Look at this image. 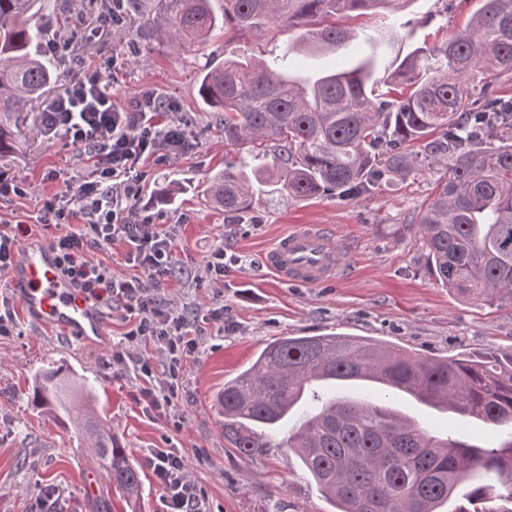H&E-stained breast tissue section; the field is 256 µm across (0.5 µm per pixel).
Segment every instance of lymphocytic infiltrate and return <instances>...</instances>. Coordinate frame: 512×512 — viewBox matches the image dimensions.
Listing matches in <instances>:
<instances>
[{
  "label": "lymphocytic infiltrate",
  "instance_id": "lymphocytic-infiltrate-1",
  "mask_svg": "<svg viewBox=\"0 0 512 512\" xmlns=\"http://www.w3.org/2000/svg\"><path fill=\"white\" fill-rule=\"evenodd\" d=\"M164 108V101L150 91L114 106L98 69L80 67L65 95L44 112L42 123L46 133L64 136L91 153L95 163L77 188L46 200L39 217L71 286L96 308L120 313L129 322L112 363L133 367L143 376L141 401L146 411L161 413L171 404L183 360L199 344L182 308L162 295L174 265L173 238L143 218L138 205L143 174L137 164L177 157L191 147L179 123L156 122V113ZM116 245L126 246V258L138 268V276H114L104 255ZM144 340L157 344L167 364L163 376L155 375L151 358L138 353ZM148 464L162 492L163 512H208L204 495L186 474L180 449H151Z\"/></svg>",
  "mask_w": 512,
  "mask_h": 512
}]
</instances>
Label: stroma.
I'll use <instances>...</instances> for the list:
<instances>
[{
  "label": "stroma",
  "mask_w": 512,
  "mask_h": 512,
  "mask_svg": "<svg viewBox=\"0 0 512 512\" xmlns=\"http://www.w3.org/2000/svg\"><path fill=\"white\" fill-rule=\"evenodd\" d=\"M480 6V0H411L403 18L413 41L432 43L462 28ZM97 9L93 0H61L46 20L50 30L71 36L75 62L59 66L52 90L22 114L10 149L0 153V169L31 187L28 198L0 205V220L34 224L44 200L77 187L94 163L65 138L47 135L41 122L76 77L78 62L99 68L115 105L144 90L156 92L175 105L174 113H159L158 122L181 121L194 146L175 159L140 162L147 173L140 208L174 238L181 271L167 281L166 296L185 306L201 340L184 361L173 409L159 417L135 402L143 378L106 364L128 329L119 315L107 317L101 338L81 342L15 309L16 330L0 336V512H34L47 485L60 491L68 512H161V491L147 463L153 448L182 451L210 512H335L288 449L247 456L225 440L215 406L225 381L281 336H369L422 356L512 350V308L463 300L424 273L419 236L408 223L428 197L430 180L350 202L327 196L296 200L272 187L240 224L225 222L223 211L210 206L204 194L208 178L225 162L236 161L237 153L224 142L223 119L198 96L199 74L222 63L228 50L265 59L284 53L294 70L338 68L357 53L358 41L310 57L289 51L295 35L278 27L228 41L219 36L206 46L175 53L146 40L132 16L114 30L78 25L80 16L96 15ZM52 172L57 175L53 181L48 178ZM174 182L183 193L169 202L156 201L157 191ZM306 224L328 225L340 238L347 262L340 280L317 288L292 286L264 267L263 254L275 239ZM219 243L225 252L224 278L214 282L205 264ZM217 307L224 310L220 323L209 316ZM56 370L92 386L100 418L142 472L138 506L120 497L97 471L88 441L72 423L37 402L38 381ZM346 393L392 405L431 433L472 441L488 434L484 423L372 386L352 385Z\"/></svg>",
  "instance_id": "35a3bbf8"
}]
</instances>
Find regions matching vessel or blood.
<instances>
[{"instance_id": "1", "label": "vessel or blood", "mask_w": 512, "mask_h": 512, "mask_svg": "<svg viewBox=\"0 0 512 512\" xmlns=\"http://www.w3.org/2000/svg\"><path fill=\"white\" fill-rule=\"evenodd\" d=\"M264 262L280 279L299 286L332 282L343 269L338 241L316 224L280 236ZM10 286L26 315L38 322L59 327L82 341L101 335L102 315L84 295L65 286L47 244L37 240L24 246L10 275Z\"/></svg>"}]
</instances>
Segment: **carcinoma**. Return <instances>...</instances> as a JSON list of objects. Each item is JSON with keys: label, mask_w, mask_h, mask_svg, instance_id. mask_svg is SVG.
Returning <instances> with one entry per match:
<instances>
[{"label": "carcinoma", "mask_w": 512, "mask_h": 512, "mask_svg": "<svg viewBox=\"0 0 512 512\" xmlns=\"http://www.w3.org/2000/svg\"><path fill=\"white\" fill-rule=\"evenodd\" d=\"M0 0V152L28 105L53 81L42 59L48 28L26 14L34 2ZM406 0H127L141 30L173 50L208 42L227 25L260 34L270 24L306 27L301 45L319 51L356 38L336 17L384 13L346 66L322 76L290 74L288 54L224 59L205 69L198 95L224 113V142L239 163L211 177V205L233 221L277 179L288 196L352 201L384 186L439 171L428 202L409 227L422 242V267L443 287L490 305L512 306V0H483L465 28L404 54L397 17ZM420 383L417 400L492 428L512 427V351L463 358L420 356L368 336H282L224 383L217 406L224 439L245 455L286 447L337 512H441L458 485L470 502L512 501V434L487 442L441 438L379 404L336 396V384ZM312 405L275 442L307 392ZM78 389L56 371L36 395L73 422L93 459L126 500L141 476L112 427L74 406Z\"/></svg>", "instance_id": "cac0c4a2"}]
</instances>
